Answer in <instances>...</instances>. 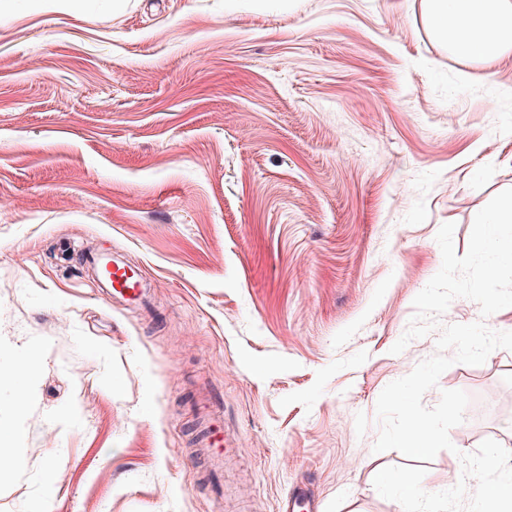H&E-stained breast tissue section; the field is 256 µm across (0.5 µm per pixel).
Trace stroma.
Here are the masks:
<instances>
[{
    "instance_id": "stroma-1",
    "label": "stroma",
    "mask_w": 512,
    "mask_h": 512,
    "mask_svg": "<svg viewBox=\"0 0 512 512\" xmlns=\"http://www.w3.org/2000/svg\"><path fill=\"white\" fill-rule=\"evenodd\" d=\"M491 80H482L483 71ZM512 188V57L430 36L421 0H67L0 13V402L31 401L0 512H219L193 440L222 403L250 512L305 483L320 512H400L374 486L377 399L448 324L512 331L454 299L403 352L413 300ZM123 255L153 307L108 303L79 254ZM470 397L454 451H512V351L428 390Z\"/></svg>"
}]
</instances>
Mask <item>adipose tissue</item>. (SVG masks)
<instances>
[{"instance_id":"adipose-tissue-1","label":"adipose tissue","mask_w":512,"mask_h":512,"mask_svg":"<svg viewBox=\"0 0 512 512\" xmlns=\"http://www.w3.org/2000/svg\"><path fill=\"white\" fill-rule=\"evenodd\" d=\"M426 27L457 57L489 64L512 56V0H422Z\"/></svg>"}]
</instances>
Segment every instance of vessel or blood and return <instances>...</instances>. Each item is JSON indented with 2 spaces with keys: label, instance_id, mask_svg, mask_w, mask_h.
<instances>
[{
  "label": "vessel or blood",
  "instance_id": "1",
  "mask_svg": "<svg viewBox=\"0 0 512 512\" xmlns=\"http://www.w3.org/2000/svg\"><path fill=\"white\" fill-rule=\"evenodd\" d=\"M82 267L93 278L100 290L127 306L143 309L151 303V284L141 269L125 258L107 252H87L82 256ZM199 428V444L208 448L209 467L213 473L226 470L229 462L243 450L230 441L224 424V410L221 406L207 402L202 407ZM279 512H315L308 496L306 485L295 484Z\"/></svg>",
  "mask_w": 512,
  "mask_h": 512
}]
</instances>
